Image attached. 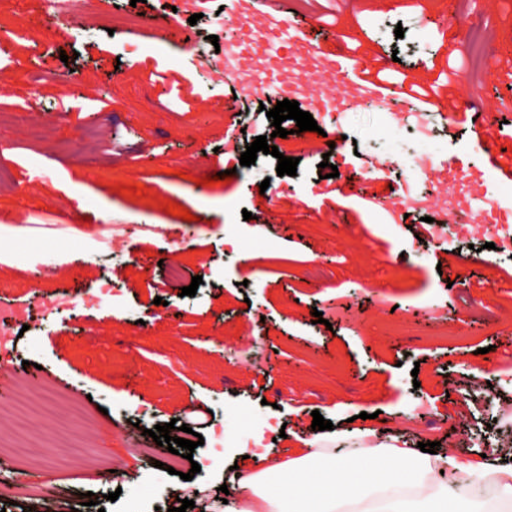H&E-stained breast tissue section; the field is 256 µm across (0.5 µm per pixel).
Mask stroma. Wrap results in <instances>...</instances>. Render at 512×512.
I'll list each match as a JSON object with an SVG mask.
<instances>
[{"mask_svg":"<svg viewBox=\"0 0 512 512\" xmlns=\"http://www.w3.org/2000/svg\"><path fill=\"white\" fill-rule=\"evenodd\" d=\"M176 3L84 0L66 29L44 13L0 10V31L31 22L48 32L0 53V220L26 228L0 235V304L31 314L27 330L12 328L5 365L12 384L51 380L87 399L98 422L87 437L90 465L56 460L40 443L33 453L51 497L18 500L0 485V512H125L134 499L152 512H170L181 498L199 505L215 497L234 459L225 450L223 461L183 480L192 460L213 455L214 432L246 445L266 432L267 450L289 457L309 438L316 411L342 446L372 429L413 446L438 442L462 459H512V439L501 432L512 412L500 406L512 399V258L472 249L467 232L417 252L421 210L406 205L393 219L344 189L350 172L368 171L372 147L395 149L373 140L382 124L374 103L333 123L315 101H300L332 136L330 157L289 141L296 175H278L277 158L261 153L228 183L202 185L201 159L218 175L228 168L224 145L238 156L272 134L266 111L277 99L239 101L232 84L210 79V38L222 30L208 20L179 23L194 36L196 56L174 43L158 49L147 18H173ZM292 6L335 13L328 29L349 45L347 69L360 70L373 51L390 82L425 80L424 63L442 56L425 19L444 0ZM109 13L140 25L107 31L101 17ZM456 13L471 47L455 56L451 90L498 113L499 132L512 135V80L497 81L494 57L512 31V7L502 0L485 16L473 0H457ZM157 70L179 79L178 89L155 82ZM419 108L437 116L434 136L420 146L433 173L448 165L480 171L512 189L487 163L472 124L441 118L434 98ZM325 159L338 177H319ZM31 170L39 178L27 179ZM137 183L142 194L127 195ZM170 202L191 220L168 213ZM174 250L176 282L163 265ZM140 254L152 264L137 263ZM196 276L195 296L183 295ZM107 277L119 301L84 303ZM469 280L482 282L480 294L467 293ZM317 311L323 322H314ZM485 347L499 356L494 366L483 363ZM476 374L485 387L467 393L463 382ZM423 412L436 418L435 431H426ZM173 420L198 423L204 439L177 475L160 467L166 448L149 459L136 451L144 430ZM103 455L121 472L102 471ZM88 491L99 506L85 505ZM113 491L118 499L106 500Z\"/></svg>","mask_w":512,"mask_h":512,"instance_id":"35a3bbf8","label":"stroma"}]
</instances>
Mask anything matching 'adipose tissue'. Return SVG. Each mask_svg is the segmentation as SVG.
<instances>
[{
	"mask_svg": "<svg viewBox=\"0 0 512 512\" xmlns=\"http://www.w3.org/2000/svg\"><path fill=\"white\" fill-rule=\"evenodd\" d=\"M329 442L316 434L303 454L225 475L224 512H512V461L463 460L443 448L430 454L395 438L378 442L372 430L349 456ZM445 467L467 484L488 485L493 499L449 495L432 479Z\"/></svg>",
	"mask_w": 512,
	"mask_h": 512,
	"instance_id": "1",
	"label": "adipose tissue"
}]
</instances>
